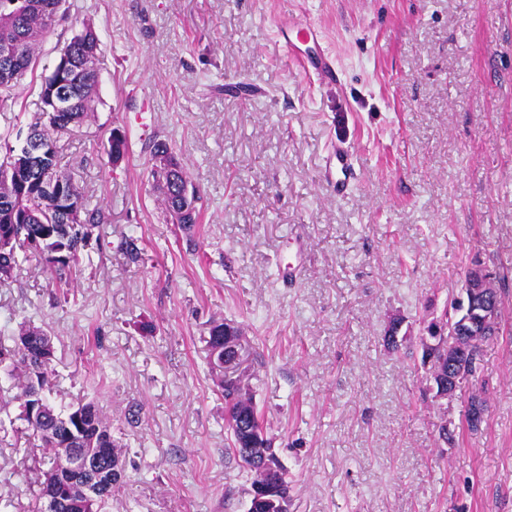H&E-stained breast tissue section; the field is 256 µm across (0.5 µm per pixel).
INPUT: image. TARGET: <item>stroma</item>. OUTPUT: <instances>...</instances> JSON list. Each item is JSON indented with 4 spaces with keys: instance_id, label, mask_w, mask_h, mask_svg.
I'll return each mask as SVG.
<instances>
[{
    "instance_id": "1",
    "label": "stroma",
    "mask_w": 512,
    "mask_h": 512,
    "mask_svg": "<svg viewBox=\"0 0 512 512\" xmlns=\"http://www.w3.org/2000/svg\"><path fill=\"white\" fill-rule=\"evenodd\" d=\"M35 72L0 104V132L83 24L100 38L92 121L59 133L99 209L69 302L39 258L0 287V338L34 322L57 347L52 399L93 401L124 478L112 512H245L206 340L240 325L255 402L291 486L290 512H512V334L482 347L478 380L423 402L416 344L386 349L392 314L441 312L472 258L496 264L512 321V0H67ZM321 26L323 85L276 44V24ZM129 152L110 163L112 129ZM173 147L203 197L193 235L148 179ZM359 181L322 180L332 144ZM135 242L138 261L125 253ZM299 267L297 279L277 263ZM486 420L466 425L472 391ZM0 372V512L35 489L30 432Z\"/></svg>"
}]
</instances>
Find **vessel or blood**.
Returning <instances> with one entry per match:
<instances>
[{
  "mask_svg": "<svg viewBox=\"0 0 512 512\" xmlns=\"http://www.w3.org/2000/svg\"><path fill=\"white\" fill-rule=\"evenodd\" d=\"M277 44L306 71L315 74L321 83H334L338 77L333 56L324 45L321 30L311 22L291 25L277 24ZM356 154L351 145L333 144L324 175L337 195H345L357 180Z\"/></svg>",
  "mask_w": 512,
  "mask_h": 512,
  "instance_id": "obj_1",
  "label": "vessel or blood"
}]
</instances>
